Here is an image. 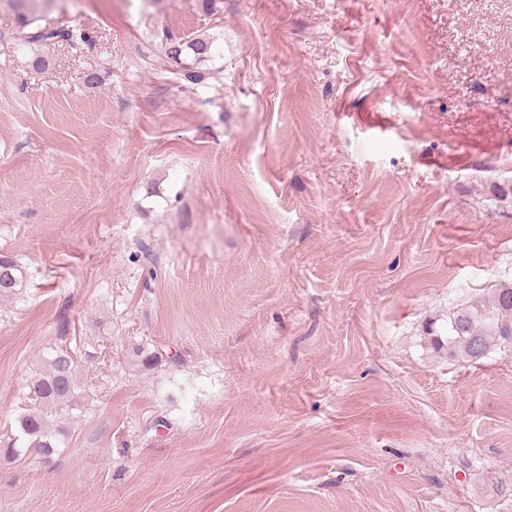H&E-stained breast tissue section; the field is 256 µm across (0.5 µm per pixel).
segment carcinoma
<instances>
[{
  "instance_id": "1",
  "label": "carcinoma",
  "mask_w": 512,
  "mask_h": 512,
  "mask_svg": "<svg viewBox=\"0 0 512 512\" xmlns=\"http://www.w3.org/2000/svg\"><path fill=\"white\" fill-rule=\"evenodd\" d=\"M18 17L20 42L32 52L31 65L42 69L48 64L43 49L66 43L73 48L88 46L91 37L64 27L36 24L30 14L31 0H10ZM214 41L206 35L175 36L165 33L160 38L153 61L157 67H175L176 78L185 86H203L210 79L204 63L214 55ZM8 265V282L0 281V296L13 293L22 286L23 271L16 260L0 255V266ZM448 356L470 360L483 357L491 343L512 342V283H503L491 297L474 306L467 305L448 315L446 339ZM441 336L434 345L443 347ZM81 358L79 349L56 344L48 348L43 365L30 377L28 408L18 415L14 424L0 431V461L11 462L29 454L46 460L63 445L62 429L53 426L56 420H70L85 406L86 394L79 381Z\"/></svg>"
}]
</instances>
